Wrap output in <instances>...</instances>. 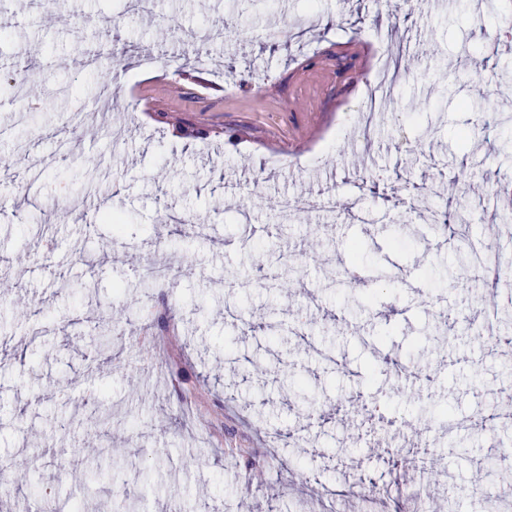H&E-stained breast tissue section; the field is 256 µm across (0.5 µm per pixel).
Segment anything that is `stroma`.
<instances>
[{"instance_id": "stroma-1", "label": "stroma", "mask_w": 512, "mask_h": 512, "mask_svg": "<svg viewBox=\"0 0 512 512\" xmlns=\"http://www.w3.org/2000/svg\"><path fill=\"white\" fill-rule=\"evenodd\" d=\"M1 23L0 83L36 86L0 95V462L43 492L0 512H69L80 486L57 469L101 444L172 456L138 512H320L328 486L367 512L362 476L389 512L421 487L429 512H512V0H0ZM402 41L394 96L354 137ZM478 93L481 115L462 106ZM324 193L335 210L279 211ZM429 209L469 214L467 234ZM274 241L299 269L286 293L258 265ZM353 241L358 282L328 286ZM473 248L483 267L446 279ZM139 261L170 282L138 287Z\"/></svg>"}]
</instances>
